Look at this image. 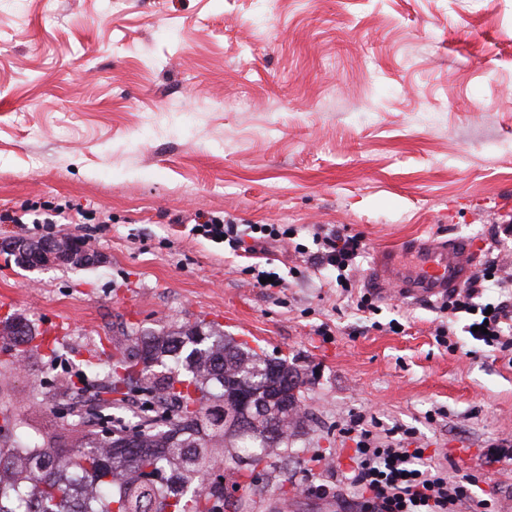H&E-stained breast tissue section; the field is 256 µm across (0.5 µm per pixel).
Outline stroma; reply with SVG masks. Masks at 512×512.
Wrapping results in <instances>:
<instances>
[{
    "label": "stroma",
    "instance_id": "obj_1",
    "mask_svg": "<svg viewBox=\"0 0 512 512\" xmlns=\"http://www.w3.org/2000/svg\"><path fill=\"white\" fill-rule=\"evenodd\" d=\"M71 204L84 223H46ZM26 207L36 223H0V239L70 235L101 260L32 269L0 252V314L61 322L74 360L202 320L298 372L284 491L238 490L224 512H344L332 468L354 443L338 426L359 414L413 430L450 476L481 472L512 512V461L483 457L512 435L500 353L463 335L446 353L426 302L380 298L374 330L318 279L255 287L250 258L183 222L288 224L306 245L308 225L347 226L368 245L361 288L374 253L407 239H471L486 259L512 217V0H0V212ZM9 359L24 443L70 448L69 394L41 356Z\"/></svg>",
    "mask_w": 512,
    "mask_h": 512
}]
</instances>
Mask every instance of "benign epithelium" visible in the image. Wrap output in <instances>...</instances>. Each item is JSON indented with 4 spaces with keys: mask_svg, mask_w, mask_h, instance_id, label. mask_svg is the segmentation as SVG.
Segmentation results:
<instances>
[{
    "mask_svg": "<svg viewBox=\"0 0 512 512\" xmlns=\"http://www.w3.org/2000/svg\"><path fill=\"white\" fill-rule=\"evenodd\" d=\"M0 250L10 253H23L35 266L47 264H66L84 266L99 261V255L90 250L85 243L77 242L66 236L50 237L35 242L26 239H9L0 242Z\"/></svg>",
    "mask_w": 512,
    "mask_h": 512,
    "instance_id": "benign-epithelium-1",
    "label": "benign epithelium"
}]
</instances>
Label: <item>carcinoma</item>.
Listing matches in <instances>:
<instances>
[{
	"label": "carcinoma",
	"instance_id": "cac0c4a2",
	"mask_svg": "<svg viewBox=\"0 0 512 512\" xmlns=\"http://www.w3.org/2000/svg\"><path fill=\"white\" fill-rule=\"evenodd\" d=\"M112 355L98 407L109 411L144 394L133 425L112 419V440L83 431L74 448L22 446L21 423L0 406V512H224V462L259 479L257 469L288 454L304 423L301 381L285 359L270 358L196 322L175 332L133 336ZM18 318L0 348L20 359L37 352ZM101 347L82 369L60 379L84 380L103 365Z\"/></svg>",
	"mask_w": 512,
	"mask_h": 512
}]
</instances>
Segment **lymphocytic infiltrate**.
Instances as JSON below:
<instances>
[{"label":"lymphocytic infiltrate","mask_w":512,"mask_h":512,"mask_svg":"<svg viewBox=\"0 0 512 512\" xmlns=\"http://www.w3.org/2000/svg\"><path fill=\"white\" fill-rule=\"evenodd\" d=\"M192 230L211 241L224 238L234 252L253 254L258 245L269 241H291L295 252H309V245L295 243L294 229L278 224L240 226L220 215L198 213ZM312 244L317 250L309 253L317 264L335 269L337 288L346 295L356 294L357 310L376 312L373 294L353 290V272L366 249L364 237L318 224ZM437 312L434 339L446 352H457L452 326L463 318L473 329L472 340L512 356V273L505 272L497 261L488 262L454 288ZM341 433L355 444L350 469L342 475L352 491L355 512H497L496 503L477 496L478 475L449 479L447 467L425 448L410 447L411 431L383 442L359 415L351 418Z\"/></svg>","instance_id":"f902f5d3"}]
</instances>
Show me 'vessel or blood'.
<instances>
[{
	"label": "vessel or blood",
	"instance_id": "obj_1",
	"mask_svg": "<svg viewBox=\"0 0 512 512\" xmlns=\"http://www.w3.org/2000/svg\"><path fill=\"white\" fill-rule=\"evenodd\" d=\"M419 253L421 265L412 274L397 266L396 249L376 254L369 276L374 291L381 295L393 291L413 302L446 298L452 288L472 275L477 246L465 239H451L420 247Z\"/></svg>",
	"mask_w": 512,
	"mask_h": 512
}]
</instances>
